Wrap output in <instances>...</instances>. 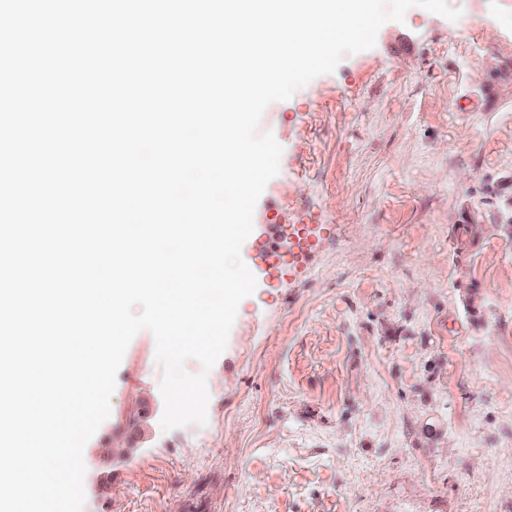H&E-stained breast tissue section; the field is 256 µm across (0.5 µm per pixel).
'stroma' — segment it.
Masks as SVG:
<instances>
[{
    "instance_id": "obj_1",
    "label": "stroma",
    "mask_w": 512,
    "mask_h": 512,
    "mask_svg": "<svg viewBox=\"0 0 512 512\" xmlns=\"http://www.w3.org/2000/svg\"><path fill=\"white\" fill-rule=\"evenodd\" d=\"M414 7L259 124L283 148L254 238L323 231L258 279L208 375L206 426L162 431L149 331L84 449V512H512V0ZM485 233L458 250L454 229ZM148 437L97 448L136 400Z\"/></svg>"
}]
</instances>
